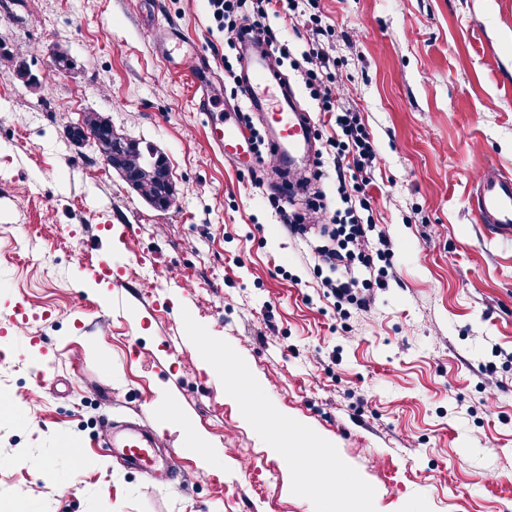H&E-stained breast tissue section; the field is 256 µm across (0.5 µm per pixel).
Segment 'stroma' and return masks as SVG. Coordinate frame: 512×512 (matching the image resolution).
<instances>
[{
  "mask_svg": "<svg viewBox=\"0 0 512 512\" xmlns=\"http://www.w3.org/2000/svg\"><path fill=\"white\" fill-rule=\"evenodd\" d=\"M372 132L373 217L395 273L369 310L322 299L308 249L213 149L196 88L222 107L234 60L207 0H0V500L12 512H512V244L468 208L512 172V0H319ZM176 29L202 50L201 85ZM357 35L350 52L343 33ZM64 52L77 63L52 71ZM164 152L160 211L66 127L85 111ZM112 261L97 280L86 263ZM147 261V281L123 270ZM193 271L197 284L183 279ZM227 350L249 409L209 350ZM143 418L180 455L151 484L101 449ZM254 449V466L240 459ZM324 456L310 473L291 449ZM279 472L267 477L266 466ZM349 494L363 495V493L356 486L348 483V488L346 490H338L336 493L325 495L321 499L320 512H346L347 502L345 497Z\"/></svg>",
  "mask_w": 512,
  "mask_h": 512,
  "instance_id": "stroma-1",
  "label": "stroma"
}]
</instances>
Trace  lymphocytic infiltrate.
<instances>
[{"instance_id": "f902f5d3", "label": "lymphocytic infiltrate", "mask_w": 512, "mask_h": 512, "mask_svg": "<svg viewBox=\"0 0 512 512\" xmlns=\"http://www.w3.org/2000/svg\"><path fill=\"white\" fill-rule=\"evenodd\" d=\"M214 19L224 31L227 44L243 43L252 35H259L271 52L289 55L282 28L267 25L269 14L290 13L297 7L296 0H209ZM301 73L320 112L334 116L336 134L325 137L323 122H316L315 137L325 138L334 151L336 191L347 205L345 227L332 232V245H311L309 255L314 270L328 268L332 276L325 279V298L333 299L335 306L350 303L361 308L370 307L372 288L385 287L386 279L376 278L372 283H360L356 267H369L372 250L388 247L389 241L376 224L372 214L370 188L375 183L379 154L373 136L357 111L345 108L343 102L351 90L343 76L331 67L324 48L312 47L302 54ZM271 208L278 215L287 232L306 240L312 221L336 224V215L330 214L321 194L310 193L302 208L288 206L279 198H271Z\"/></svg>"}]
</instances>
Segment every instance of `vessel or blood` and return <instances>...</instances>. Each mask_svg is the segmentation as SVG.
Segmentation results:
<instances>
[{"label": "vessel or blood", "instance_id": "1", "mask_svg": "<svg viewBox=\"0 0 512 512\" xmlns=\"http://www.w3.org/2000/svg\"><path fill=\"white\" fill-rule=\"evenodd\" d=\"M252 77L245 83L247 100L253 111L262 115L271 129L277 165L295 163L301 150L311 149L312 119L296 100L287 80L276 74L264 56L249 63ZM209 141L225 157L240 166L257 164L258 157L243 134L235 116L208 123ZM477 218L487 224L497 240L512 241V175L499 167L488 166L479 177L470 197ZM113 457L153 484H165L173 477L172 456H160L156 434L149 426L138 423L113 425L107 435Z\"/></svg>", "mask_w": 512, "mask_h": 512}]
</instances>
